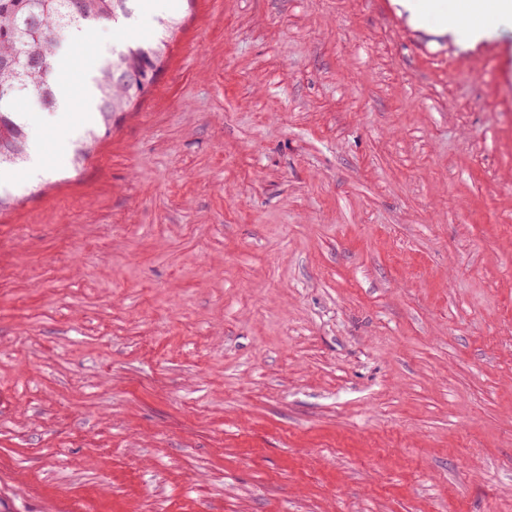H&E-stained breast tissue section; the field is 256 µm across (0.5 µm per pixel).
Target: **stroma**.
Returning a JSON list of instances; mask_svg holds the SVG:
<instances>
[{
    "instance_id": "1",
    "label": "stroma",
    "mask_w": 512,
    "mask_h": 512,
    "mask_svg": "<svg viewBox=\"0 0 512 512\" xmlns=\"http://www.w3.org/2000/svg\"><path fill=\"white\" fill-rule=\"evenodd\" d=\"M0 168L11 512H512V31L156 0ZM175 18L149 93L80 80Z\"/></svg>"
}]
</instances>
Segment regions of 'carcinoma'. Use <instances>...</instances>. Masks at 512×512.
<instances>
[{
	"instance_id": "cac0c4a2",
	"label": "carcinoma",
	"mask_w": 512,
	"mask_h": 512,
	"mask_svg": "<svg viewBox=\"0 0 512 512\" xmlns=\"http://www.w3.org/2000/svg\"><path fill=\"white\" fill-rule=\"evenodd\" d=\"M133 0H0V92L25 86L30 97L44 108L55 107L61 92L57 80L59 35L70 27L94 28L118 24L132 16ZM164 39L127 44L117 52L114 65L101 69L95 79V111L108 123L114 112H124L146 94L158 71ZM23 159L26 149L25 120L16 96H0V143Z\"/></svg>"
}]
</instances>
